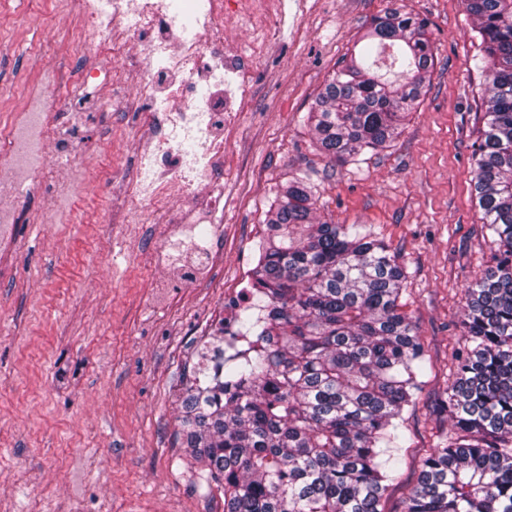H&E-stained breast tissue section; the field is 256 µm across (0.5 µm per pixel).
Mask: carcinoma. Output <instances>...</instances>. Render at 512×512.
Returning <instances> with one entry per match:
<instances>
[{
    "label": "carcinoma",
    "mask_w": 512,
    "mask_h": 512,
    "mask_svg": "<svg viewBox=\"0 0 512 512\" xmlns=\"http://www.w3.org/2000/svg\"><path fill=\"white\" fill-rule=\"evenodd\" d=\"M462 3L488 98L472 182L498 254L461 297L473 347L445 390L454 442L428 450L401 512H512V0ZM428 28L402 7L371 20L361 41L394 48L401 71L384 79L353 56L329 79L309 115L323 154L354 161L396 139L429 82ZM316 211L302 178L276 193L253 269L260 323L239 319L247 348L231 365L224 337L204 343L209 380L182 401L183 448L224 489V512H384L396 480L388 445L426 370L404 268L376 234Z\"/></svg>",
    "instance_id": "carcinoma-1"
}]
</instances>
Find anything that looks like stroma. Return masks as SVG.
<instances>
[{"instance_id":"35a3bbf8","label":"stroma","mask_w":512,"mask_h":512,"mask_svg":"<svg viewBox=\"0 0 512 512\" xmlns=\"http://www.w3.org/2000/svg\"><path fill=\"white\" fill-rule=\"evenodd\" d=\"M429 22L431 80L390 147L341 163L308 115L357 33L391 0H290L224 147V223L160 224L148 207L112 221L144 134L131 86L96 82L48 151L56 177L0 224V512H224L179 434L198 346L224 321V293L251 271L276 192L307 179L317 217L372 231L404 268V310L428 355L406 411L401 500L450 429L437 406L469 345L459 299L494 264L472 185L484 127L477 41L462 0H402ZM71 0H0V128L42 71L93 72ZM118 94V110L97 99Z\"/></svg>"}]
</instances>
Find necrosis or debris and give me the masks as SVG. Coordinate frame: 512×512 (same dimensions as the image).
Listing matches in <instances>:
<instances>
[{
  "label": "necrosis or debris",
  "mask_w": 512,
  "mask_h": 512,
  "mask_svg": "<svg viewBox=\"0 0 512 512\" xmlns=\"http://www.w3.org/2000/svg\"><path fill=\"white\" fill-rule=\"evenodd\" d=\"M234 24L248 36L224 53V0H73L83 37L104 56L120 55L138 71L133 87L148 132L136 153L135 180L124 187L135 203L170 219L176 196L205 188L222 193L224 131L231 128L261 49L280 35L284 0H238ZM14 130L0 132V163L23 167L36 187L49 171L40 160L57 140L56 110L44 84Z\"/></svg>",
  "instance_id": "obj_1"
}]
</instances>
